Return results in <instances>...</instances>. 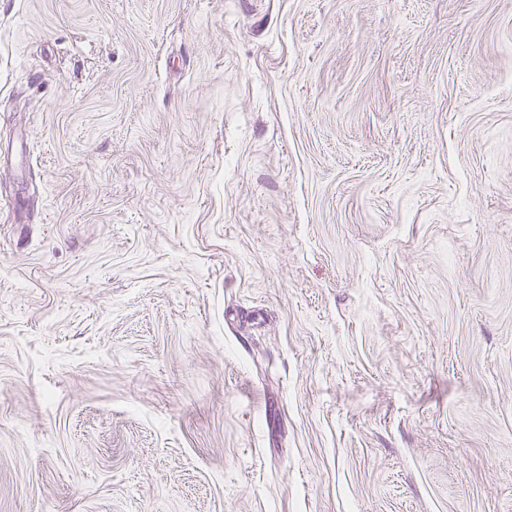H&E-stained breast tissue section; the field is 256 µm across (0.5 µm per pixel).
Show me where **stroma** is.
I'll list each match as a JSON object with an SVG mask.
<instances>
[{
    "label": "stroma",
    "instance_id": "obj_1",
    "mask_svg": "<svg viewBox=\"0 0 512 512\" xmlns=\"http://www.w3.org/2000/svg\"><path fill=\"white\" fill-rule=\"evenodd\" d=\"M0 512H512V0H0Z\"/></svg>",
    "mask_w": 512,
    "mask_h": 512
}]
</instances>
